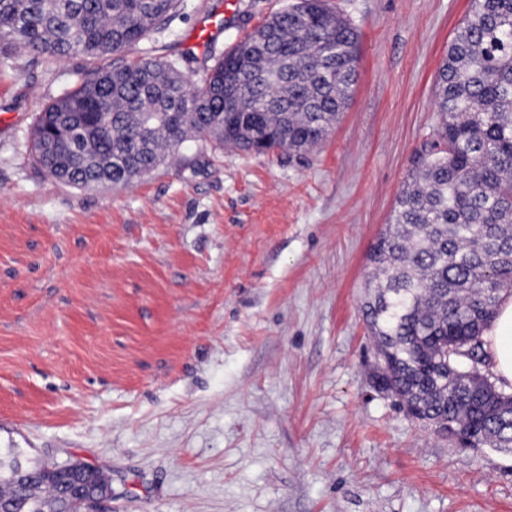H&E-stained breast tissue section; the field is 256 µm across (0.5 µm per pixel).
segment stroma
<instances>
[{"mask_svg": "<svg viewBox=\"0 0 512 512\" xmlns=\"http://www.w3.org/2000/svg\"><path fill=\"white\" fill-rule=\"evenodd\" d=\"M291 0H181L165 35L54 64L0 43V448L112 477V512H512V451L465 450L376 391L370 253L437 116L470 0H327L360 32L314 151L188 143L125 188L30 156L42 108L145 49L193 74Z\"/></svg>", "mask_w": 512, "mask_h": 512, "instance_id": "obj_1", "label": "stroma"}]
</instances>
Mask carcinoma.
<instances>
[{"label": "carcinoma", "instance_id": "carcinoma-1", "mask_svg": "<svg viewBox=\"0 0 512 512\" xmlns=\"http://www.w3.org/2000/svg\"><path fill=\"white\" fill-rule=\"evenodd\" d=\"M272 15L198 81L176 60L145 55L104 67L38 114L33 161L78 187H126L197 139L215 148L306 151L353 95L359 33L324 0ZM178 0H0V42L53 64L101 59L162 34ZM439 123L374 245L363 317L419 420L512 448V408L494 381L477 396L455 372L486 364L483 332L512 291V0H471L440 67ZM0 448V512H75L112 494L110 476Z\"/></svg>", "mask_w": 512, "mask_h": 512}]
</instances>
